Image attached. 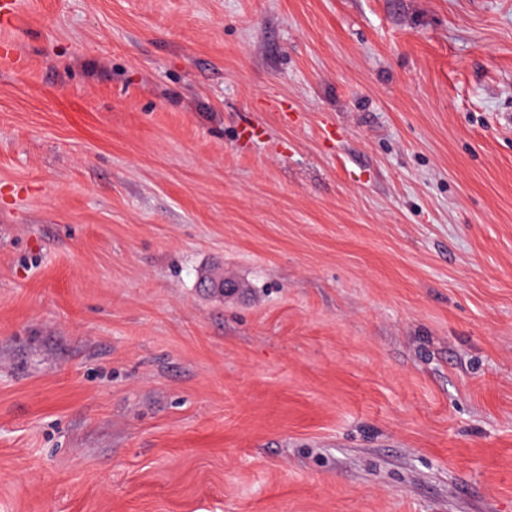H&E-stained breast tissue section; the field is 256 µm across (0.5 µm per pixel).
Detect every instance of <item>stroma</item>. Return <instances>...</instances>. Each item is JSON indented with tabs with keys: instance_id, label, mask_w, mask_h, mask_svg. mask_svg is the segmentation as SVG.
I'll list each match as a JSON object with an SVG mask.
<instances>
[{
	"instance_id": "1",
	"label": "stroma",
	"mask_w": 512,
	"mask_h": 512,
	"mask_svg": "<svg viewBox=\"0 0 512 512\" xmlns=\"http://www.w3.org/2000/svg\"><path fill=\"white\" fill-rule=\"evenodd\" d=\"M20 2L0 512H512V0Z\"/></svg>"
}]
</instances>
